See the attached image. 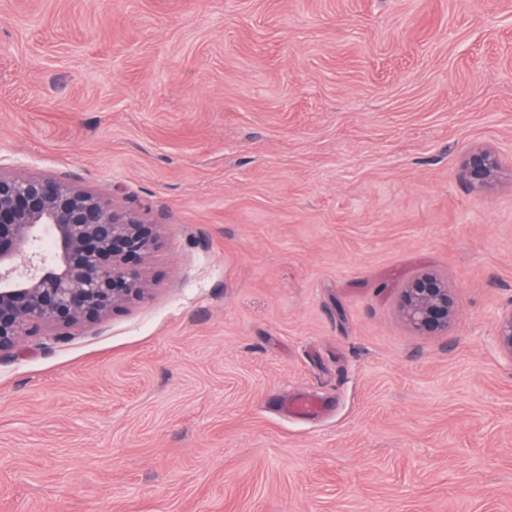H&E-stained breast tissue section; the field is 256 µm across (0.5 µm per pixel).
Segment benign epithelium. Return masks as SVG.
<instances>
[{"mask_svg":"<svg viewBox=\"0 0 512 512\" xmlns=\"http://www.w3.org/2000/svg\"><path fill=\"white\" fill-rule=\"evenodd\" d=\"M464 175L476 190L501 169L487 147L464 152ZM49 240L44 253L38 245ZM157 225L135 210L57 176L0 171V355L13 354L44 326L62 330L94 322L143 296L144 265L158 249ZM400 311L419 334L438 336L453 322L457 303L438 274L407 281ZM500 348L512 357V311L497 323Z\"/></svg>","mask_w":512,"mask_h":512,"instance_id":"benign-epithelium-1","label":"benign epithelium"}]
</instances>
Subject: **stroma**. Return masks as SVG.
Masks as SVG:
<instances>
[{
    "label": "stroma",
    "mask_w": 512,
    "mask_h": 512,
    "mask_svg": "<svg viewBox=\"0 0 512 512\" xmlns=\"http://www.w3.org/2000/svg\"><path fill=\"white\" fill-rule=\"evenodd\" d=\"M0 169L161 234L0 357V512H512V0H0ZM462 167L471 187L481 190L496 180L501 162L492 149L476 146L464 152ZM400 311L417 333L438 336L453 322L457 303L447 282L438 274L425 271L413 276L402 288Z\"/></svg>",
    "instance_id": "35a3bbf8"
}]
</instances>
